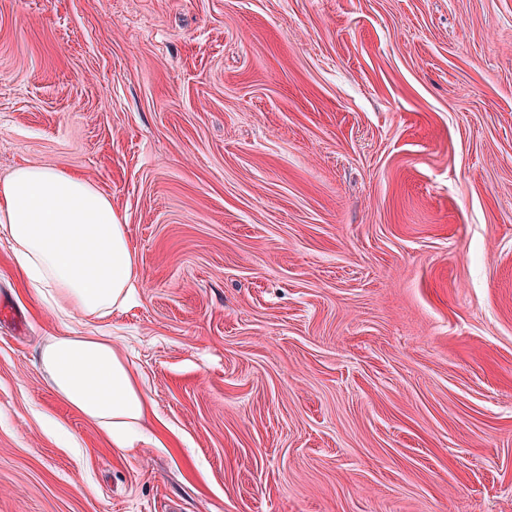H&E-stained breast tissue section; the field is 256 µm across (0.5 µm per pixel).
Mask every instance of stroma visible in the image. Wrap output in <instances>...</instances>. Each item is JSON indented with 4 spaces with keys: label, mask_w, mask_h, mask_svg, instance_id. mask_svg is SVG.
<instances>
[{
    "label": "stroma",
    "mask_w": 512,
    "mask_h": 512,
    "mask_svg": "<svg viewBox=\"0 0 512 512\" xmlns=\"http://www.w3.org/2000/svg\"><path fill=\"white\" fill-rule=\"evenodd\" d=\"M109 195L135 304L0 236V512H512V0H0V179ZM111 336L113 447L48 385ZM87 332L51 337L41 349L40 368L52 390L105 431L113 447L133 448L144 438L149 397L111 336Z\"/></svg>",
    "instance_id": "stroma-1"
}]
</instances>
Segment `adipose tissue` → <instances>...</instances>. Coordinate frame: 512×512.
<instances>
[{
  "label": "adipose tissue",
  "instance_id": "ef3b65f1",
  "mask_svg": "<svg viewBox=\"0 0 512 512\" xmlns=\"http://www.w3.org/2000/svg\"><path fill=\"white\" fill-rule=\"evenodd\" d=\"M0 231L21 278L59 315L102 318L133 300L138 255L111 198L90 180L59 167H17L0 180ZM40 368L52 390L105 431L113 447L143 439L149 398L111 337H51Z\"/></svg>",
  "mask_w": 512,
  "mask_h": 512
}]
</instances>
